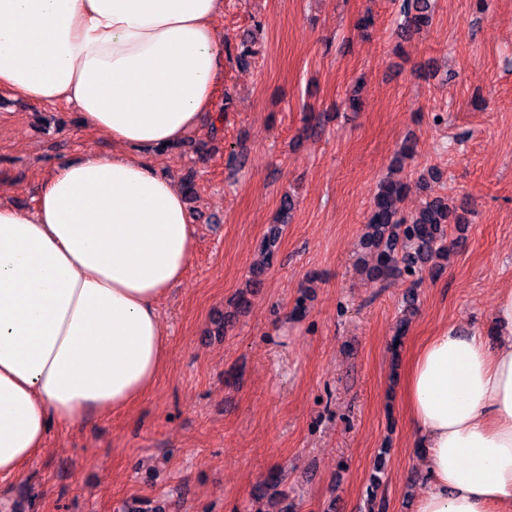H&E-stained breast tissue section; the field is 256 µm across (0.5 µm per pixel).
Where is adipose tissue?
I'll return each instance as SVG.
<instances>
[{
    "instance_id": "1",
    "label": "adipose tissue",
    "mask_w": 512,
    "mask_h": 512,
    "mask_svg": "<svg viewBox=\"0 0 512 512\" xmlns=\"http://www.w3.org/2000/svg\"><path fill=\"white\" fill-rule=\"evenodd\" d=\"M224 0H0V89L66 103L112 155L60 165L35 209L0 201V478L49 422L129 407L167 357L157 305L194 229L173 179L139 157L216 106ZM495 339L446 326L411 356L402 399L425 465L415 512H512V290Z\"/></svg>"
}]
</instances>
